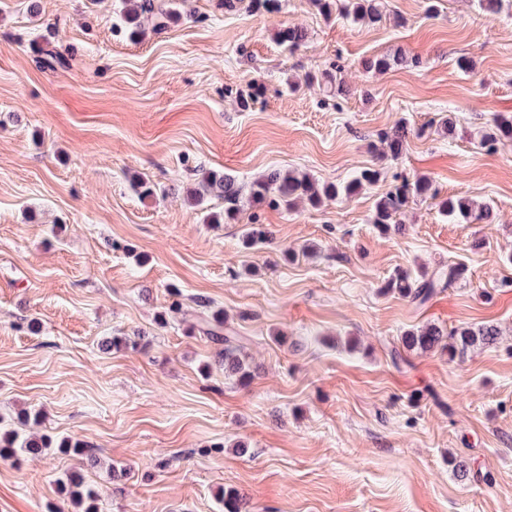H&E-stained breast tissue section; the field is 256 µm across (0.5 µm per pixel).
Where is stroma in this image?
Wrapping results in <instances>:
<instances>
[{
    "instance_id": "obj_1",
    "label": "stroma",
    "mask_w": 512,
    "mask_h": 512,
    "mask_svg": "<svg viewBox=\"0 0 512 512\" xmlns=\"http://www.w3.org/2000/svg\"><path fill=\"white\" fill-rule=\"evenodd\" d=\"M38 2L33 15L0 0V416L39 414V433L89 456L0 460V512H47L72 469L101 512H224L228 488L244 512H512V145L489 154L474 137L512 115V9L383 0L371 26L309 0L271 13L180 0L177 22L132 40L121 0ZM286 26L308 31L304 47L276 42ZM51 47L69 68H37ZM397 51L420 66L364 70ZM334 66L347 92L330 97L313 78ZM251 83L263 95L245 109ZM400 121L403 153L352 199L244 202L220 225L202 212L223 200H184L199 167L243 185L275 169L352 179ZM420 175L493 219L414 200L379 236L378 198ZM136 178L157 195L140 198ZM250 227L267 241L244 247ZM451 260L465 280L424 306L379 291ZM201 298L242 337L250 381L225 376L223 344L188 334ZM487 322L501 338L463 358L392 360L408 329Z\"/></svg>"
}]
</instances>
